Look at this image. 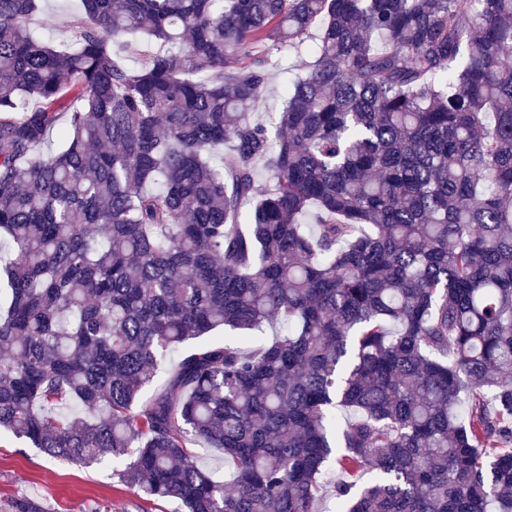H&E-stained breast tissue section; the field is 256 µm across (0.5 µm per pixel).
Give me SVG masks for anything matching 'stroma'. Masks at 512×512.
<instances>
[{
	"label": "stroma",
	"mask_w": 512,
	"mask_h": 512,
	"mask_svg": "<svg viewBox=\"0 0 512 512\" xmlns=\"http://www.w3.org/2000/svg\"><path fill=\"white\" fill-rule=\"evenodd\" d=\"M308 59V53L287 50L271 68L262 99L268 116L282 106L283 84L300 74ZM121 469L107 457L90 466L52 460L27 442L0 435V512H13L23 501L41 512H181L177 502L146 497L124 483Z\"/></svg>",
	"instance_id": "obj_1"
}]
</instances>
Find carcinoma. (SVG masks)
<instances>
[{"mask_svg": "<svg viewBox=\"0 0 512 512\" xmlns=\"http://www.w3.org/2000/svg\"><path fill=\"white\" fill-rule=\"evenodd\" d=\"M41 10L0 0V431L186 512H512V0ZM71 3L69 0L45 2L36 25V34L42 39H52L57 43L64 40L66 34L58 27V20L63 10L71 7ZM281 58L278 68L273 67L270 70V78L266 91L256 111L267 112L265 118L270 121L282 107V99L279 93L281 92L283 84L303 71L305 63L309 60V54L306 51L296 54L292 50H285L281 54ZM190 451L197 457L200 465L212 472L215 478L224 482L230 477V468L224 464V453L215 448L196 446Z\"/></svg>", "mask_w": 512, "mask_h": 512, "instance_id": "obj_1", "label": "carcinoma"}]
</instances>
